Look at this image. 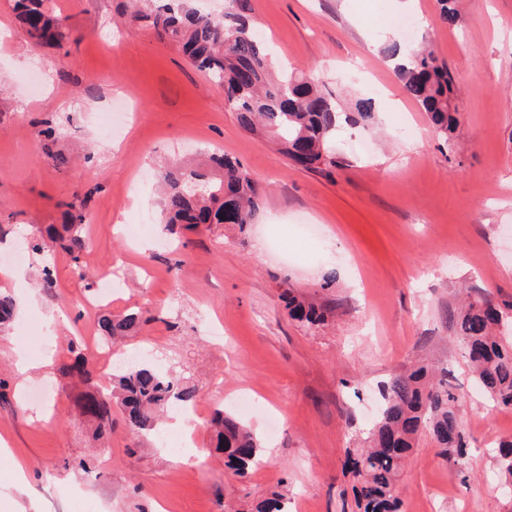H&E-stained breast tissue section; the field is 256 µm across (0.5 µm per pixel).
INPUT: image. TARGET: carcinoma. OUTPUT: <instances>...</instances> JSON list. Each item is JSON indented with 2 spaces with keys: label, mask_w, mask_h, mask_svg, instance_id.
Returning <instances> with one entry per match:
<instances>
[{
  "label": "carcinoma",
  "mask_w": 512,
  "mask_h": 512,
  "mask_svg": "<svg viewBox=\"0 0 512 512\" xmlns=\"http://www.w3.org/2000/svg\"><path fill=\"white\" fill-rule=\"evenodd\" d=\"M14 10L34 44L60 46L69 38L64 18L46 0H14ZM131 18L148 22L160 38L179 47L193 66L220 87L242 128L275 134L288 157L306 168L324 162V144L336 129L342 109L313 77L295 71L273 75L268 50L242 14L241 0H227L219 18L190 6L189 0H165L148 12L133 11ZM386 53L391 58L403 57L396 64L402 89L426 112L435 133L448 139L459 122L452 71L431 50L411 53L394 43ZM350 111L367 122L374 120L370 98L356 99ZM158 183L167 230L177 224L242 228L253 223L258 209V185L239 162L222 155L211 154L195 166L173 163L159 172ZM88 245L84 204L72 203L67 205L61 227L49 226L31 247L36 253L61 248L71 256L79 279L87 282L89 274L80 258ZM281 298L291 316L308 327L320 326L330 316V308L299 301L289 288ZM15 311L13 299L0 294V327L12 322ZM454 321L475 383L497 406L512 409V336L496 333L503 325L501 312L485 297L465 304ZM146 322L141 311L102 316L98 330L114 339ZM71 352L74 359L62 366V373L79 383H90L92 373L79 340L71 342ZM378 391L381 413L370 445L348 449L346 465L355 478L357 512H400L401 462L420 428L429 430L444 458H464L467 443L455 411L456 396L428 366L393 373L378 384ZM196 397V388L182 386L150 362L141 361L112 376L107 392L90 393L84 409L97 421V436L112 432L114 403L121 407L129 432L145 435L158 430L159 418L172 405L186 408ZM210 426L216 449L224 452L240 475L247 474L259 451L252 430L222 408L214 411ZM497 465L512 483V442L499 450Z\"/></svg>",
  "instance_id": "cac0c4a2"
}]
</instances>
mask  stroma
<instances>
[{"mask_svg": "<svg viewBox=\"0 0 512 512\" xmlns=\"http://www.w3.org/2000/svg\"><path fill=\"white\" fill-rule=\"evenodd\" d=\"M52 2L71 32L60 48L31 45L12 0H0V291L17 304L0 329V512H47L46 486L59 512H255L275 492L288 512H355L345 451L378 421L379 382L420 359L447 369L468 454L443 459L420 433L402 466V512H512L495 458L512 440V410L475 388L451 320L463 298L484 295L512 319V0H454L453 26L436 0H246L275 67L312 71L346 107L375 102L374 124L343 113L315 169L289 160L272 134L244 130L175 45L130 21L129 0ZM396 41L432 45L454 73L461 122L449 144L401 88L385 53ZM123 101L130 123L105 131ZM48 127L68 170L42 155ZM203 150L256 181V221L167 233L154 176ZM82 198L83 265L95 277L121 269L109 313L151 317L123 350L197 389L184 452L129 433L117 409L111 434L95 438L82 410L88 386L59 371L75 328L98 319L85 283L61 250L12 260L18 242L61 223L62 203ZM302 224L321 225L323 245L302 241ZM285 282L333 316L313 330L291 319ZM21 356L32 365L24 374ZM220 406L261 445L245 476L212 445ZM106 455L111 465L96 473L79 467Z\"/></svg>", "mask_w": 512, "mask_h": 512, "instance_id": "stroma-1", "label": "stroma"}]
</instances>
